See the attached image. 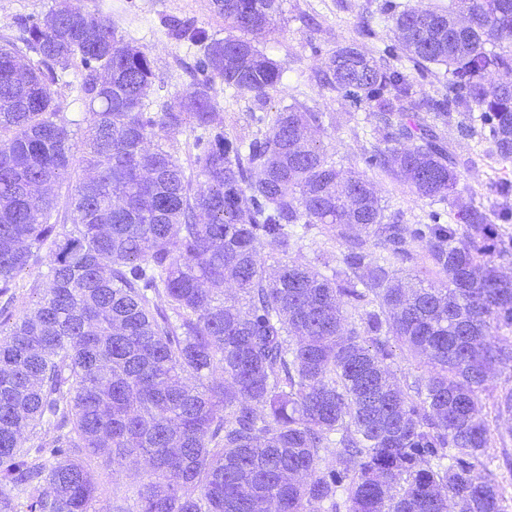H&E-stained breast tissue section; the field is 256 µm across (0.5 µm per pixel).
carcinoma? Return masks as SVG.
<instances>
[{
    "mask_svg": "<svg viewBox=\"0 0 512 512\" xmlns=\"http://www.w3.org/2000/svg\"><path fill=\"white\" fill-rule=\"evenodd\" d=\"M282 0H213L227 35L172 23L203 47L175 107L144 111L152 60L105 19L61 3L0 45V512H99L86 459L116 471L138 456L140 485H112L111 512H503L479 393L512 360V282L498 236L471 203L454 222L408 230L385 221L375 187L343 172L289 105L249 143L224 135L210 95L219 78L265 97L283 70L249 34L273 28ZM388 53L445 67L448 94L417 98L403 68L354 45L334 50L322 86L379 121L370 165L420 199L454 201L459 179L436 121L462 106L512 162V0H450L392 16ZM80 64L87 106L81 160L51 92ZM426 116H421V113ZM189 129L194 184L169 141ZM81 174L58 232L45 186ZM348 242L344 278L284 263L291 227ZM421 246L440 279L402 283ZM47 265L35 306L13 318L16 277ZM426 360L401 386L390 338ZM220 381L209 382L215 375ZM54 432L31 448L27 434ZM55 460L46 469V460Z\"/></svg>",
    "mask_w": 512,
    "mask_h": 512,
    "instance_id": "obj_1",
    "label": "carcinoma"
}]
</instances>
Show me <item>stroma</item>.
Masks as SVG:
<instances>
[{
	"label": "stroma",
	"instance_id": "1",
	"mask_svg": "<svg viewBox=\"0 0 512 512\" xmlns=\"http://www.w3.org/2000/svg\"><path fill=\"white\" fill-rule=\"evenodd\" d=\"M67 2L74 9L110 21L124 43L149 53L154 71L152 87L144 101L149 112L176 103L194 80L193 65L199 51L171 35L169 20L189 18L214 37L226 35L224 19L215 12L212 0ZM57 3L58 0H0V40L15 38L19 20L42 18ZM391 4L433 8L447 6L448 0H283L274 28L256 39L257 47L282 65L281 85L261 100L254 94L227 88L218 80L210 94L217 122L223 125L228 138L237 141L262 136L267 130L266 118L285 105L322 113L323 123L316 138L337 167L363 172L376 186L386 216L412 229L430 223L432 212H450V205L418 199L394 174L370 166L368 158L380 145L374 132L376 118L362 105L322 87L318 80L325 58L336 47L354 44L378 58L385 47L395 45L394 23L387 10ZM78 78V68H69L63 80L52 87L66 118L73 122L72 141L76 144L83 138L82 119L86 112L84 103L76 98ZM467 122L465 109L459 107L450 110L447 120L437 124L455 163L460 203L469 202L475 191L482 194L487 209L512 208V195L504 197L487 189L488 183L496 180L512 184V165L501 167L483 129L476 127L469 135H461L460 127ZM344 249L342 239L314 230L286 258L330 275L338 269ZM511 385L512 368L508 367L487 383L479 397L482 413L493 418V436L505 440L504 445L491 448L485 459L488 468L498 473L505 472V455L512 453V414L494 417V405ZM88 464L102 489L96 504L98 512H108L112 504L113 481L140 484L147 480L143 464L137 462H128L116 477L107 474L101 457H92Z\"/></svg>",
	"mask_w": 512,
	"mask_h": 512
}]
</instances>
